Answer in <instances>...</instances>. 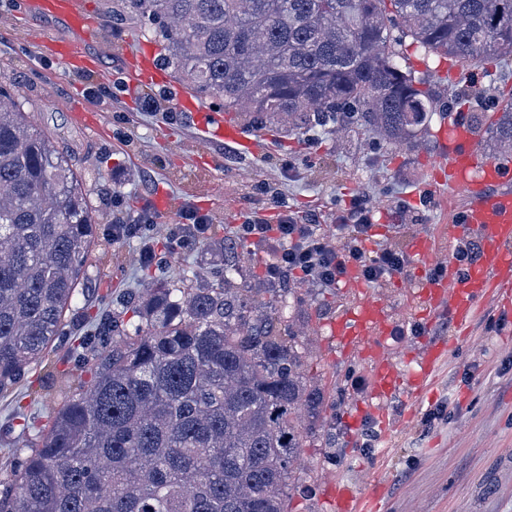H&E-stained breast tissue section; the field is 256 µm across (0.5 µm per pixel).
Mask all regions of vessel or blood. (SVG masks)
<instances>
[{"label":"vessel or blood","mask_w":512,"mask_h":512,"mask_svg":"<svg viewBox=\"0 0 512 512\" xmlns=\"http://www.w3.org/2000/svg\"><path fill=\"white\" fill-rule=\"evenodd\" d=\"M34 9L63 18L68 32L49 45L52 55L74 69L89 66L83 49L91 29L81 0H34ZM134 63L130 84L160 82L152 55L146 48L129 51ZM177 108L192 110L198 136L206 140L232 143L254 157L262 156L271 138L267 135L246 137L237 124L223 113L192 109L186 93L175 97ZM434 180L449 183L465 200L461 221L449 225L447 233L476 235L481 251L478 262L467 274H460L454 264L443 267L440 277L424 275L420 297L423 311L434 316L448 313L454 324L470 328L486 302L512 300V168L502 167L484 158L478 137L462 123H453L448 136V152L435 161ZM330 331L344 345L362 350L371 364L370 393L386 399L397 392L419 397L433 382L439 366L445 361L443 344H432L424 351L421 369L404 375L386 359L384 341L390 333L387 311L383 304L365 300L355 305L345 317L330 325ZM377 494H356L344 484L331 489L330 503L334 512H375Z\"/></svg>","instance_id":"obj_1"}]
</instances>
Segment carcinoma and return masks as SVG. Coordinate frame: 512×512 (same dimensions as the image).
<instances>
[{
	"mask_svg": "<svg viewBox=\"0 0 512 512\" xmlns=\"http://www.w3.org/2000/svg\"><path fill=\"white\" fill-rule=\"evenodd\" d=\"M161 65L259 130L330 123L412 141L437 111L398 49L512 57V0H118ZM491 124L512 152V103ZM97 237L81 179L22 109L0 103V392L60 331ZM238 268L125 301L71 354L90 380L26 444L0 512H288L299 407L318 413L298 337Z\"/></svg>",
	"mask_w": 512,
	"mask_h": 512,
	"instance_id": "carcinoma-1",
	"label": "carcinoma"
}]
</instances>
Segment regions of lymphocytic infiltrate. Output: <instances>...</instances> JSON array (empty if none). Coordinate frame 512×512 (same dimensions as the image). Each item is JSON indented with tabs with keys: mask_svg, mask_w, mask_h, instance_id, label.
Masks as SVG:
<instances>
[{
	"mask_svg": "<svg viewBox=\"0 0 512 512\" xmlns=\"http://www.w3.org/2000/svg\"><path fill=\"white\" fill-rule=\"evenodd\" d=\"M274 201L284 210L280 223L265 224L249 220L238 227L241 238L277 243L275 260L265 267L268 278L278 280L289 275L333 288L352 267L357 268L363 278L370 282L403 269L406 259L402 253L387 248L372 253L366 250L371 224L364 210H355L353 222L341 225L344 242L338 247L320 225L300 224L287 214L288 202L283 196H275Z\"/></svg>",
	"mask_w": 512,
	"mask_h": 512,
	"instance_id": "lymphocytic-infiltrate-1",
	"label": "lymphocytic infiltrate"
}]
</instances>
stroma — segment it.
<instances>
[{"label":"stroma","mask_w":512,"mask_h":512,"mask_svg":"<svg viewBox=\"0 0 512 512\" xmlns=\"http://www.w3.org/2000/svg\"><path fill=\"white\" fill-rule=\"evenodd\" d=\"M83 2L99 32L85 45L95 61L90 70L68 69L47 52V44L66 32L61 20L39 15L29 0H0V74L32 124L82 174L98 232L62 336L19 384L0 393V479L21 460L13 442L23 428L38 432L59 406L43 396L47 366L62 359L95 319L120 310L124 293L150 281L177 282L187 271L208 276L219 245L237 241L240 215L277 223V209L255 190L270 181L285 193L295 217L318 215L330 236L364 200L381 230L378 246L406 254L400 272L367 286L368 296L382 299L392 315L385 355L401 373L419 369L428 344L451 346L449 361L420 403L401 396L385 401L396 428L380 444L377 414L368 403V364L329 330L355 295L294 278L280 282V290L296 298L290 321L310 383L325 404L322 419L304 436L295 465L299 487L288 512H330L325 495L336 480L357 493L383 481L380 512H512V306L488 304L463 332L447 315L422 317L408 305L421 281L409 257L413 242L435 236L462 203L454 188L431 183L441 149L440 116L401 145L365 126L334 124L301 133L276 130L271 149L258 158L231 143H204L191 114L178 111L167 95L184 88L181 78L170 77L165 86H128L124 51L148 44L144 22L114 19L112 0ZM410 63L416 76L431 80L443 114L475 128L483 157L512 164V154L499 152L485 124L512 100V57L452 72L421 51L411 53ZM83 112L93 113L96 125L80 120ZM163 193L177 203L166 216L156 206ZM190 207L206 216L207 228L192 245L179 247L168 228ZM144 214L154 224L157 255L148 269L139 261L138 240L112 239L114 223L134 224Z\"/></svg>","instance_id":"1"}]
</instances>
